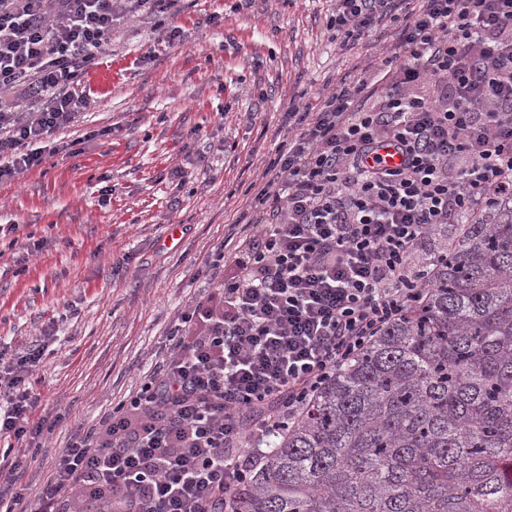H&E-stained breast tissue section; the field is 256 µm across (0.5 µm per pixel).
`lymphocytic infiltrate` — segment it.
<instances>
[{
	"label": "lymphocytic infiltrate",
	"mask_w": 512,
	"mask_h": 512,
	"mask_svg": "<svg viewBox=\"0 0 512 512\" xmlns=\"http://www.w3.org/2000/svg\"><path fill=\"white\" fill-rule=\"evenodd\" d=\"M336 0L343 45L400 24L371 80L341 84L288 133L216 248L138 390L76 431L27 510L22 460L0 463V512H225L273 438L339 366L422 299L447 224L512 193V0ZM179 0H0V181L87 109L74 84L121 14ZM385 93L365 105L369 85ZM27 87L23 108L8 94ZM36 344L0 350V439L37 447Z\"/></svg>",
	"instance_id": "lymphocytic-infiltrate-1"
}]
</instances>
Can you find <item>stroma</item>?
<instances>
[{
  "mask_svg": "<svg viewBox=\"0 0 512 512\" xmlns=\"http://www.w3.org/2000/svg\"><path fill=\"white\" fill-rule=\"evenodd\" d=\"M334 9L180 0L174 14L124 17L79 79L90 105L78 122L48 141L40 167L0 182V346L46 341L29 381L35 418L56 422L27 453L31 491L70 435L152 369L215 246L240 232L286 112L369 78L368 59L396 44L386 20L341 47Z\"/></svg>",
  "mask_w": 512,
  "mask_h": 512,
  "instance_id": "stroma-1",
  "label": "stroma"
}]
</instances>
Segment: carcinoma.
<instances>
[{
  "label": "carcinoma",
  "instance_id": "cac0c4a2",
  "mask_svg": "<svg viewBox=\"0 0 512 512\" xmlns=\"http://www.w3.org/2000/svg\"><path fill=\"white\" fill-rule=\"evenodd\" d=\"M231 512H512V196L314 396Z\"/></svg>",
  "mask_w": 512,
  "mask_h": 512
}]
</instances>
